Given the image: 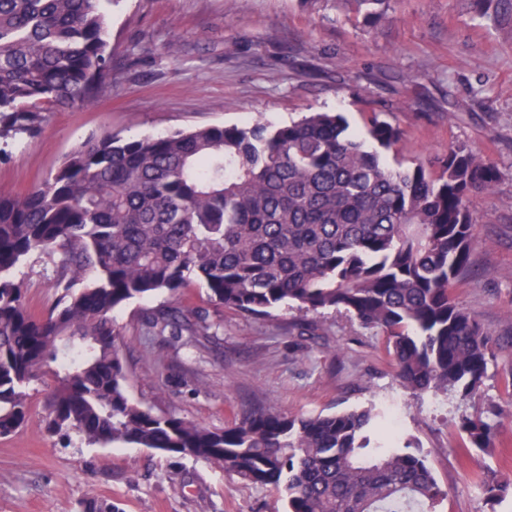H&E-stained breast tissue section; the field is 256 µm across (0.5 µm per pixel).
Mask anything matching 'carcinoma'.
<instances>
[{
	"mask_svg": "<svg viewBox=\"0 0 512 512\" xmlns=\"http://www.w3.org/2000/svg\"><path fill=\"white\" fill-rule=\"evenodd\" d=\"M381 18L387 0H335ZM112 0H0V139L31 136L46 113L90 100L112 66ZM402 131L377 117L367 137L339 113L284 126L255 119L167 136L105 134L75 147L23 193L0 188V436L48 377L49 426L89 445L151 448L284 492L286 512H440L448 493L411 440L375 407L297 416L252 408L218 429L132 401L114 313L194 282L211 301L266 318L290 304L344 313L386 336L413 396L477 395L491 333L453 297L470 268L475 199L498 170L465 145L411 169L381 150ZM60 257L56 301L34 311L16 271L32 253ZM147 324L191 345L211 325L173 307ZM470 447H497L481 418ZM487 498L512 480L483 481ZM81 512H120L89 498Z\"/></svg>",
	"mask_w": 512,
	"mask_h": 512,
	"instance_id": "carcinoma-1",
	"label": "carcinoma"
}]
</instances>
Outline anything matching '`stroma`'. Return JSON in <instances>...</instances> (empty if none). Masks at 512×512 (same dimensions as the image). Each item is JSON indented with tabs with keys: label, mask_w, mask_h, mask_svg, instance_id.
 <instances>
[{
	"label": "stroma",
	"mask_w": 512,
	"mask_h": 512,
	"mask_svg": "<svg viewBox=\"0 0 512 512\" xmlns=\"http://www.w3.org/2000/svg\"><path fill=\"white\" fill-rule=\"evenodd\" d=\"M112 75L83 105L51 112L36 136L0 140V186L43 181L91 135H169L259 118L285 125L308 112H341L365 133L372 115L404 136L383 158L412 167L460 143L499 169L479 194L467 280L454 291L498 340L479 398L424 400L400 387L376 330L332 311L316 335L303 314L280 308L254 320L210 302L199 284L117 311L129 398L213 428L259 405L313 416L398 406L399 428L426 456L448 496L441 512H512L489 505L485 476L512 477V0H390L374 23L334 0H119L109 9ZM40 310L54 301L52 259L32 254L18 271ZM173 304L203 314L217 336L185 345L148 333L143 313ZM50 387L30 386L25 424L0 437V512H79L94 497L121 512H279L284 494L219 467L147 448L87 445L47 429ZM497 425L493 451L466 450L462 415Z\"/></svg>",
	"instance_id": "stroma-1"
}]
</instances>
